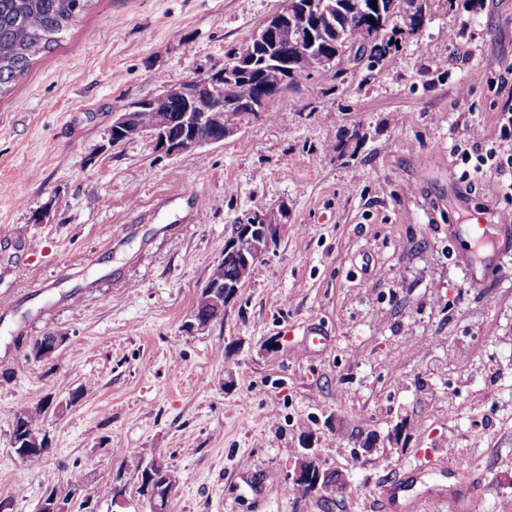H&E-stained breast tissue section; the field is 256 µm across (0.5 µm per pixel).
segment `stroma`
I'll list each match as a JSON object with an SVG mask.
<instances>
[{"label": "stroma", "mask_w": 512, "mask_h": 512, "mask_svg": "<svg viewBox=\"0 0 512 512\" xmlns=\"http://www.w3.org/2000/svg\"><path fill=\"white\" fill-rule=\"evenodd\" d=\"M421 3L418 33L390 19L381 61L314 69L223 143L175 156L111 146L113 113L222 68L284 0H95L0 98L12 512L51 492L68 512H146L136 466L154 456L180 477L170 512H381L398 480L429 512H466L448 500L466 473L485 512L512 503V0ZM476 145L498 165L468 177ZM261 211L282 238L221 319L189 329L235 225ZM477 222L491 257L465 246ZM310 327L326 345L307 346ZM47 331L62 354L33 360ZM41 402L50 451L24 460L15 413ZM306 434L346 492L294 489Z\"/></svg>", "instance_id": "35a3bbf8"}]
</instances>
